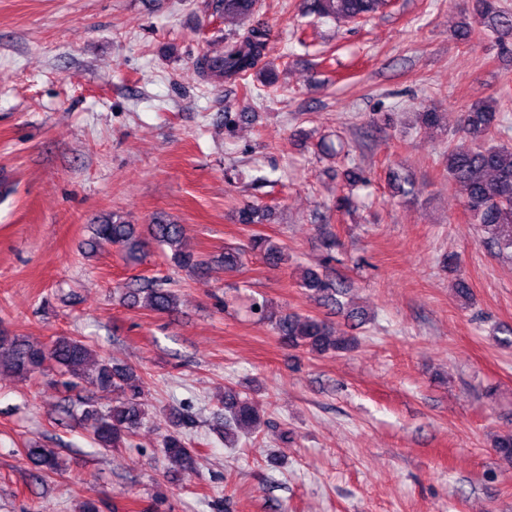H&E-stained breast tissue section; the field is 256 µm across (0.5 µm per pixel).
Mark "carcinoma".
<instances>
[{
  "mask_svg": "<svg viewBox=\"0 0 512 512\" xmlns=\"http://www.w3.org/2000/svg\"><path fill=\"white\" fill-rule=\"evenodd\" d=\"M386 0H310L308 11L320 18H347L356 20L374 12ZM224 16L236 17L245 25L243 33L224 46V55L215 59L199 57L196 67L206 78L219 83H237L257 72L266 87L276 85L278 75L274 65L266 60L269 30L254 17L259 12L258 0H217ZM463 21L454 30V36L465 40L477 25L487 31L492 41L503 50H509L512 41V11L500 8L496 0H466L462 8ZM417 123L432 129L448 126V113L428 108L416 113ZM507 118L498 110L497 98L488 96L470 103L457 113L454 132L460 143L444 151V170L448 181L458 187L463 196V208L479 226L486 243L500 252L512 253V143L497 139L496 134L506 130ZM265 209L248 206L238 212L241 224H259ZM95 243L112 247L128 259L142 258L152 241L173 250L175 266L201 271L207 261L183 244L184 229L159 216L148 227V237H142L133 224L114 214L95 225ZM248 251H258L266 259L277 263L283 260L282 248L271 240L255 234L246 244L224 252V266L233 268ZM303 287L310 296L327 305L337 303L339 289L325 273L307 270L302 277ZM124 299L133 307H142L155 314H168L177 309L178 294L162 283L147 281L128 288ZM252 312L266 321L283 343L290 348L303 349L312 354L346 353L353 350L358 340L353 336H339L327 321L309 315H278L266 303H255ZM0 366L8 368L20 378H31L50 369L59 370L66 377L61 386L67 392L89 386L100 393L118 391L121 398L105 411L86 409L83 419L94 439L103 447L116 448L131 437L142 425L146 411L143 378L129 365H114L97 355L83 340L60 336L49 344L33 345L17 336H0ZM266 421L252 399L236 390L224 394V446L235 448L242 434L259 432ZM493 450L500 457L512 461V431L496 437ZM162 452L174 471L190 475L195 471V450L188 447L185 436L169 430L163 439ZM25 457L36 470L49 474L60 467L52 448L34 444L24 450Z\"/></svg>",
  "mask_w": 512,
  "mask_h": 512,
  "instance_id": "obj_1",
  "label": "carcinoma"
}]
</instances>
